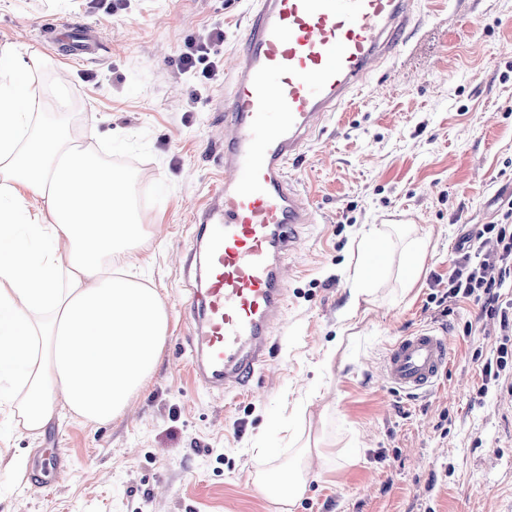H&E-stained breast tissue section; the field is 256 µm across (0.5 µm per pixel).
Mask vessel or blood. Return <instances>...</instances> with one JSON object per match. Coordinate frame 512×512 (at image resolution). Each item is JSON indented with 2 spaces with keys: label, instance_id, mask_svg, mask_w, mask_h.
<instances>
[{
  "label": "vessel or blood",
  "instance_id": "b4317fda",
  "mask_svg": "<svg viewBox=\"0 0 512 512\" xmlns=\"http://www.w3.org/2000/svg\"><path fill=\"white\" fill-rule=\"evenodd\" d=\"M235 52L224 111V181L197 209L206 235L203 316L188 344L202 384L249 386L287 304L284 259L311 221L288 166L338 108L396 56L415 20L413 0H252ZM52 39L87 58L102 47L95 28H53ZM448 338L432 328L398 337L380 366L384 381L411 395L448 368Z\"/></svg>",
  "mask_w": 512,
  "mask_h": 512
}]
</instances>
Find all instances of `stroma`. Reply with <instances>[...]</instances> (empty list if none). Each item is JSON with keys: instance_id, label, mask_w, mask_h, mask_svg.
<instances>
[{"instance_id": "stroma-1", "label": "stroma", "mask_w": 512, "mask_h": 512, "mask_svg": "<svg viewBox=\"0 0 512 512\" xmlns=\"http://www.w3.org/2000/svg\"><path fill=\"white\" fill-rule=\"evenodd\" d=\"M250 0H0V46L36 51L27 78L44 119L102 162L131 173L150 235L143 281L169 314L158 364L125 412L89 424L66 407L40 437L0 427V448L61 450L66 480L0 470V512H276L255 478L322 449L291 512H512V367L481 391V357L501 339L474 302H439L460 243L512 206V0H415L400 54L378 66L288 168L312 222L287 259V306L251 387L195 380L185 300L193 214L219 187L233 50ZM224 24L226 73L187 105L176 69L186 37ZM92 26L89 62L61 54L43 24ZM397 214L427 237L421 276L374 285L366 315L342 326L363 229ZM430 325L446 333L448 372L409 396L380 376L390 345ZM472 333H465V326ZM336 362L324 369L326 350Z\"/></svg>"}]
</instances>
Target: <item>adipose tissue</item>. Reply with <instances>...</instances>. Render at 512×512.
<instances>
[{
	"instance_id": "adipose-tissue-1",
	"label": "adipose tissue",
	"mask_w": 512,
	"mask_h": 512,
	"mask_svg": "<svg viewBox=\"0 0 512 512\" xmlns=\"http://www.w3.org/2000/svg\"><path fill=\"white\" fill-rule=\"evenodd\" d=\"M36 59L0 47V412L33 437L61 403L94 424L120 415L168 328L155 289L112 274L148 234L132 183L38 117L27 79ZM359 249L346 321L387 259L384 228L365 231Z\"/></svg>"
}]
</instances>
